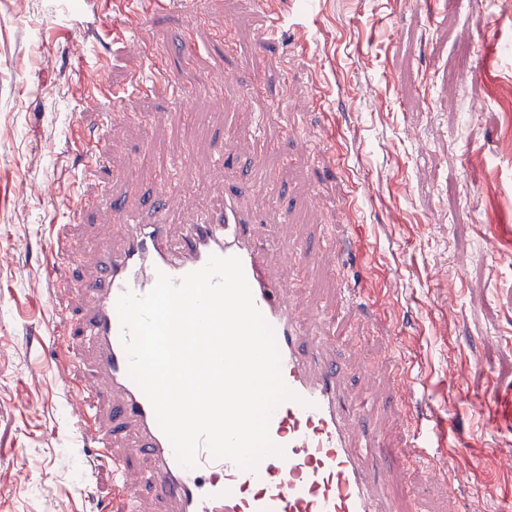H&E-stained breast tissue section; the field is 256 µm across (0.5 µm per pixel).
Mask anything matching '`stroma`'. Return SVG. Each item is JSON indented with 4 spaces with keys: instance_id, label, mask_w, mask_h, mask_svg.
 Returning <instances> with one entry per match:
<instances>
[{
    "instance_id": "35a3bbf8",
    "label": "stroma",
    "mask_w": 512,
    "mask_h": 512,
    "mask_svg": "<svg viewBox=\"0 0 512 512\" xmlns=\"http://www.w3.org/2000/svg\"><path fill=\"white\" fill-rule=\"evenodd\" d=\"M282 35L257 50L263 15L251 0H186L176 9L127 13L125 0H0V512H126L112 472L74 455L77 444L61 381L74 339L77 290L49 294L66 271L74 283L94 268L109 205L81 199L163 197L171 234L192 223L223 180L211 147L223 140L235 168L274 171L282 195L256 227L260 240L305 238L318 252L306 272L303 310H334L349 369L374 365L371 425L404 434L401 397L389 378L399 359L422 382L413 401L445 430L434 434L447 486L403 460L392 465L395 512H506L512 476L493 454L512 448V423L497 417L512 398V0H270ZM237 19L235 54L219 33ZM127 37L176 45L169 55L179 91L133 88L150 60L133 59ZM234 79L216 105L205 82L214 65ZM126 90L92 98L97 80ZM144 123L119 129L133 183L116 182L109 114ZM261 134L240 137L241 112ZM162 113L152 122L153 113ZM187 162L191 191L160 187L153 171ZM316 191L318 221L283 225ZM358 232L366 256L337 265L330 235ZM365 289V310H343L337 280Z\"/></svg>"
}]
</instances>
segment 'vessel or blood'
<instances>
[{
  "label": "vessel or blood",
  "instance_id": "vessel-or-blood-1",
  "mask_svg": "<svg viewBox=\"0 0 512 512\" xmlns=\"http://www.w3.org/2000/svg\"><path fill=\"white\" fill-rule=\"evenodd\" d=\"M131 51L155 58L153 77L176 84L161 63L167 45L134 39ZM215 204L195 223L182 225L180 258L170 254V228L155 203L156 218L144 223L137 210L118 208L108 234L97 245L94 273L78 291L85 300L83 339L67 346L65 376L68 405L77 425L78 445L109 465L116 486L130 502L148 488L162 512H393L383 476L389 461L400 458L431 467L435 480L447 482L446 466L434 462L425 431L439 428L434 416L405 409V440L392 442L369 425L373 397L351 390L338 344L327 335L323 312L304 313L289 290H305L303 277L315 253L308 241L284 251L294 268L290 287L271 271L269 249L256 226L267 202L279 196L273 179L237 174L213 189ZM121 241L114 250L113 241ZM238 257L256 307L274 330L282 377L293 392L269 423L280 454L263 457L243 470L228 459L199 449L194 467L182 466L159 427L154 409L128 374V359L116 302L125 292L146 294L158 273L173 278L202 268L210 256ZM136 430L134 447H125L128 430Z\"/></svg>",
  "mask_w": 512,
  "mask_h": 512
}]
</instances>
